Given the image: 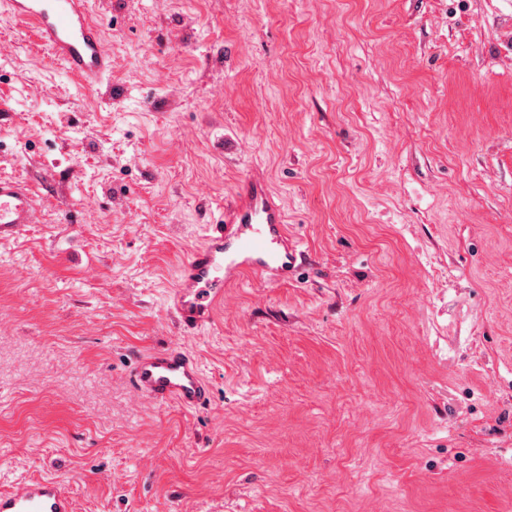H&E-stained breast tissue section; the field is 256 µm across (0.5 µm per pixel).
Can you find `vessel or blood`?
I'll use <instances>...</instances> for the list:
<instances>
[{"label":"vessel or blood","mask_w":512,"mask_h":512,"mask_svg":"<svg viewBox=\"0 0 512 512\" xmlns=\"http://www.w3.org/2000/svg\"><path fill=\"white\" fill-rule=\"evenodd\" d=\"M0 1L18 22L35 30L41 45L66 64L79 84L88 87L105 78L107 53L90 19L89 0ZM39 219V204L28 185L0 176V236L15 234ZM306 260L265 178L248 174L180 270L174 306L180 328L189 331L209 321L217 295L227 286L242 284L247 275L277 284ZM130 378L136 393L149 402L173 401L197 409L210 400L198 360L177 343L139 354ZM0 512H74V504L61 481L43 477L0 492Z\"/></svg>","instance_id":"vessel-or-blood-1"}]
</instances>
